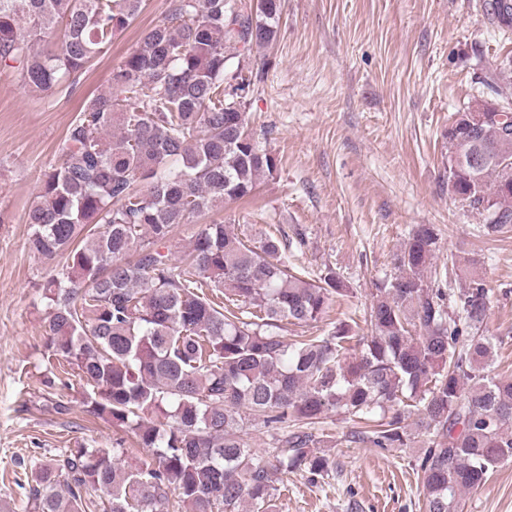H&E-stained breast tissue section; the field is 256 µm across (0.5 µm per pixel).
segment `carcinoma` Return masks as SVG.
<instances>
[{
  "instance_id": "carcinoma-1",
  "label": "carcinoma",
  "mask_w": 512,
  "mask_h": 512,
  "mask_svg": "<svg viewBox=\"0 0 512 512\" xmlns=\"http://www.w3.org/2000/svg\"><path fill=\"white\" fill-rule=\"evenodd\" d=\"M145 6L0 0V66L28 93L58 91ZM483 8L491 26L512 28V0ZM282 11V0H177L112 68L44 173L26 222L34 252L65 258L43 289L50 368L77 372L90 413L131 430L152 459L129 467L119 448L64 449L37 471L31 512H274L282 475H329L313 430L333 412L380 449L408 447L418 417L423 512H462L463 495L512 459V377L490 374L493 343L479 334L488 289L473 278L450 306L431 286L434 225L415 227L399 273L376 285L365 336L348 323L280 334L285 321H320L349 289L329 267L315 279L289 269L276 236L250 246L203 224L180 257L160 250L277 171L248 127L260 75L246 59L275 41ZM485 144L494 160L459 169L454 190L491 236L512 227L501 167L512 164V110L481 137L449 135L448 157ZM256 419L276 435L262 454L241 435Z\"/></svg>"
}]
</instances>
